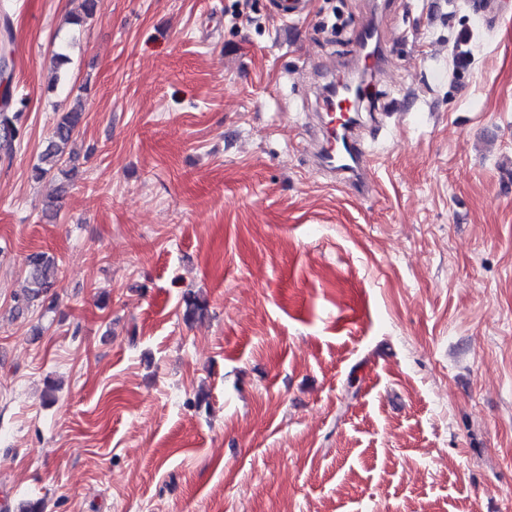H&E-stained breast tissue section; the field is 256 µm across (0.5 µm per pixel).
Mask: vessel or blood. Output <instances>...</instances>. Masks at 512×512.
Here are the masks:
<instances>
[{
    "label": "vessel or blood",
    "mask_w": 512,
    "mask_h": 512,
    "mask_svg": "<svg viewBox=\"0 0 512 512\" xmlns=\"http://www.w3.org/2000/svg\"><path fill=\"white\" fill-rule=\"evenodd\" d=\"M378 43L376 27L365 24L359 32L357 61L375 76L385 68V57ZM310 138L313 162L330 181L349 185L361 197L371 194L372 154L363 135L353 95L344 88H337L333 107L319 113Z\"/></svg>",
    "instance_id": "1"
}]
</instances>
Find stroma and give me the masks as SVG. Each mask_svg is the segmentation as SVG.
<instances>
[{
	"label": "stroma",
	"mask_w": 512,
	"mask_h": 512,
	"mask_svg": "<svg viewBox=\"0 0 512 512\" xmlns=\"http://www.w3.org/2000/svg\"><path fill=\"white\" fill-rule=\"evenodd\" d=\"M270 2L0 0V512H512V0ZM368 18L403 109L363 199L303 123ZM35 252L54 306L18 313ZM24 106L22 100H13L8 93L1 96L0 157L11 159L25 137L21 124ZM82 107H74L61 113L56 119L52 129V135L47 147L42 152L39 163L33 167V176L36 180H43L57 171L67 178L74 179L77 174L75 165L66 167L71 163V158L65 159V148L75 141L82 123Z\"/></svg>",
	"instance_id": "obj_1"
}]
</instances>
